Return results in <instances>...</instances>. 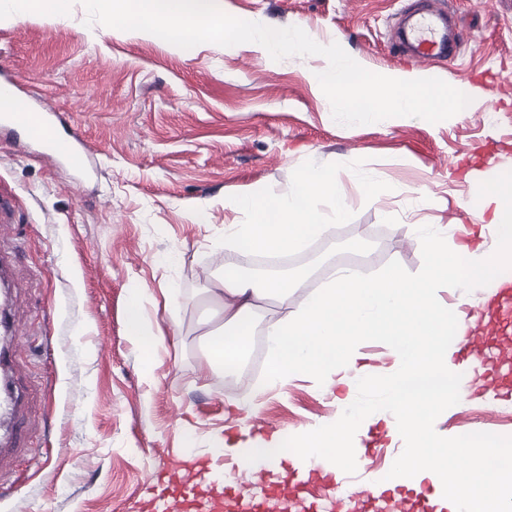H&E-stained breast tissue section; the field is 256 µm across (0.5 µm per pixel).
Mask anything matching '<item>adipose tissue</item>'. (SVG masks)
Returning <instances> with one entry per match:
<instances>
[{
	"mask_svg": "<svg viewBox=\"0 0 512 512\" xmlns=\"http://www.w3.org/2000/svg\"><path fill=\"white\" fill-rule=\"evenodd\" d=\"M321 197L330 201L332 216L340 217L344 196L335 175L326 171L303 175L295 190L271 209L253 196H241L234 205L251 213L253 220L233 225L230 238L266 252L302 250L324 229L315 207ZM489 206L494 209L492 231L505 251L512 252L511 170L500 172L470 209L479 215ZM420 245L428 256L420 280H409L394 268L375 279L341 269L327 288L309 296L293 314L288 301L305 288L304 277L267 281L225 272L215 290L225 333L212 341L210 360L220 369L234 364L245 351L242 338L254 317L264 302L274 301L277 311L265 328L272 379L318 374L351 391L380 386L392 413L390 433L407 444L394 466V483L417 486L430 481L448 512H512V463H499L506 448L463 433L443 438L432 428L439 411L470 393L466 378L453 375L447 313L437 290L455 284L462 290L461 302L469 303L465 287L494 282L508 264L501 257L480 258L463 247H449L436 233L422 237ZM372 336L388 339L394 377L376 380L372 368L360 363L357 346ZM363 417V410L348 404L333 422L294 438L292 444L262 441L236 454L264 464L298 457L338 474L353 463L348 449Z\"/></svg>",
	"mask_w": 512,
	"mask_h": 512,
	"instance_id": "ef3b65f1",
	"label": "adipose tissue"
}]
</instances>
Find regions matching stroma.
Wrapping results in <instances>:
<instances>
[{
    "mask_svg": "<svg viewBox=\"0 0 512 512\" xmlns=\"http://www.w3.org/2000/svg\"><path fill=\"white\" fill-rule=\"evenodd\" d=\"M408 0H223L224 12L270 27L297 26L340 43L365 68L417 72L481 95L468 112L431 123L393 117L344 126L311 81L324 57L272 60L252 43L201 44L186 58L160 40L68 17L0 21V68L74 123L95 172L72 167L0 134V190L14 211L0 224L11 270L12 320L22 335L16 382L23 447L0 461V512H136L150 489L188 458L209 456L214 437L246 448L258 437L289 439L320 427L343 398L373 412L356 448L362 465L323 495L386 497L391 463L404 451L388 436L383 394H354L299 374L268 382V365L237 387L207 362L219 328L213 288L241 269L224 227L247 222L234 200L272 205L314 170L335 174L343 215L308 242L319 266L353 249L379 252L362 268L421 276L418 227L432 225L474 252L495 247L468 205L500 171L512 170V0H435L449 6L461 43L452 61H411L394 27ZM205 210L208 221L192 215ZM143 289L149 327L164 341L143 352L126 333L130 294ZM257 393L248 418L238 405ZM441 436L467 432L512 446V395L480 383L434 419Z\"/></svg>",
    "mask_w": 512,
    "mask_h": 512,
    "instance_id": "stroma-1",
    "label": "stroma"
}]
</instances>
